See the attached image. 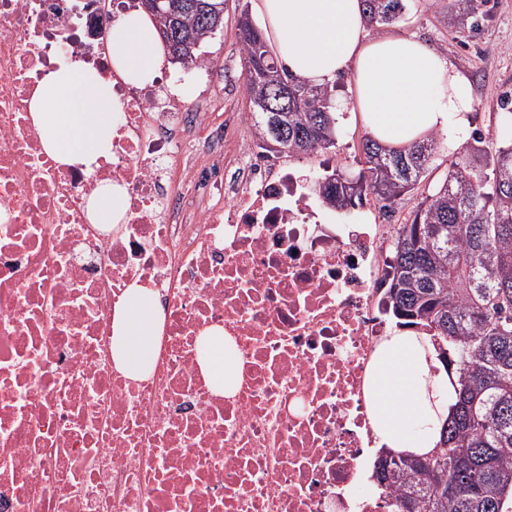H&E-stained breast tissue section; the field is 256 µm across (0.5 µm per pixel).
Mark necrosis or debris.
Returning <instances> with one entry per match:
<instances>
[{
	"instance_id": "4bbe7bcc",
	"label": "necrosis or debris",
	"mask_w": 512,
	"mask_h": 512,
	"mask_svg": "<svg viewBox=\"0 0 512 512\" xmlns=\"http://www.w3.org/2000/svg\"><path fill=\"white\" fill-rule=\"evenodd\" d=\"M0 0V512H395L365 479L374 435L369 364L391 316L378 225L337 223L290 166L228 179L175 137L206 113L112 72L124 0ZM120 101L112 156L94 174L45 150L29 103L59 49ZM189 170L224 207L188 209ZM126 217L90 221L99 183ZM156 290L152 372L112 360L126 288ZM223 328L236 390L212 391L202 331Z\"/></svg>"
}]
</instances>
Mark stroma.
Here are the masks:
<instances>
[{
	"label": "stroma",
	"mask_w": 512,
	"mask_h": 512,
	"mask_svg": "<svg viewBox=\"0 0 512 512\" xmlns=\"http://www.w3.org/2000/svg\"><path fill=\"white\" fill-rule=\"evenodd\" d=\"M251 5V0H226L223 28L201 48L216 69L244 75L237 20L241 11ZM482 12L478 30L471 32L455 22L452 0H408L404 14L390 29L419 35L462 72L475 99L472 131L494 135L506 114L512 113V0H486ZM208 94L222 103L221 108L210 113L209 119L231 127L232 134L222 153L228 165H236L239 145L253 147L258 142L256 129L247 119L249 100L244 88L231 86L220 77L210 84ZM364 136V130L342 114L337 120L335 148L318 154H294L286 162L299 176L311 181L333 166L356 175L364 168ZM418 201V196L408 195L388 205L373 203L372 221L380 225L384 244H392Z\"/></svg>",
	"instance_id": "35a3bbf8"
}]
</instances>
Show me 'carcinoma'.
<instances>
[{
	"instance_id": "1",
	"label": "carcinoma",
	"mask_w": 512,
	"mask_h": 512,
	"mask_svg": "<svg viewBox=\"0 0 512 512\" xmlns=\"http://www.w3.org/2000/svg\"><path fill=\"white\" fill-rule=\"evenodd\" d=\"M484 0H454L457 16L478 26ZM370 23L388 25L403 0H364ZM178 12L198 47L224 23V0H162L152 13L168 40ZM245 60L250 117L280 153L314 154L336 147V101L328 87L302 84L280 70L261 30L243 11L237 24ZM288 92V111L264 112L274 87ZM437 147L432 135L402 150L367 136L365 168L349 177L334 168L314 182L326 205L346 209L371 195L393 203L419 190ZM387 297L401 327L422 325L445 345L456 376V403L441 427L439 446L426 456L380 453L374 477L396 493L397 512H512V144L462 147L444 180L418 203L391 246ZM457 485L453 495L434 478Z\"/></svg>"
}]
</instances>
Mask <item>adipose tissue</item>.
I'll use <instances>...</instances> for the list:
<instances>
[{"label": "adipose tissue", "instance_id": "ef3b65f1", "mask_svg": "<svg viewBox=\"0 0 512 512\" xmlns=\"http://www.w3.org/2000/svg\"><path fill=\"white\" fill-rule=\"evenodd\" d=\"M252 9L279 65L296 81L331 87L340 76L351 77V96L338 106L382 145L404 148L431 135L446 137L452 148L468 141L475 109L468 80L415 36L370 34L363 0H252ZM111 45L113 68L132 84L160 76L167 51L145 11H128L113 28ZM118 107L95 70L68 58L44 73L30 101L47 153L90 172L111 156ZM88 213L107 228L120 223L126 213L122 187L102 184ZM160 320L155 292L131 284L112 319V360L127 377L151 372ZM198 363L215 392L233 391L239 363L223 329L201 333ZM453 381L426 336L390 330L368 377V416L379 447L430 453L456 401Z\"/></svg>", "mask_w": 512, "mask_h": 512}]
</instances>
